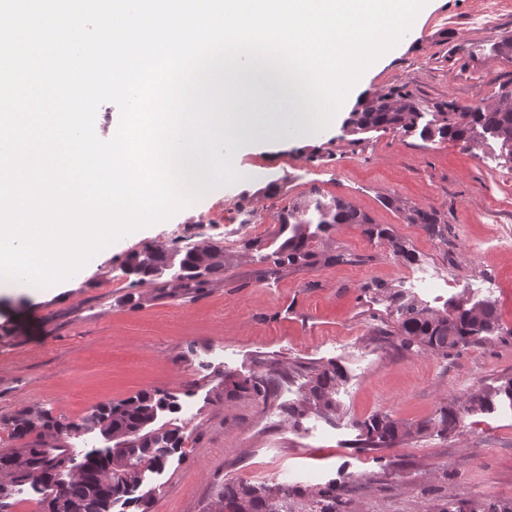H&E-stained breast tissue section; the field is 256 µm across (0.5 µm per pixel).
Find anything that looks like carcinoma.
Returning <instances> with one entry per match:
<instances>
[{"label": "carcinoma", "instance_id": "1", "mask_svg": "<svg viewBox=\"0 0 512 512\" xmlns=\"http://www.w3.org/2000/svg\"><path fill=\"white\" fill-rule=\"evenodd\" d=\"M345 127L351 133L380 127L406 133L417 130L423 139L437 135L475 145L493 140L508 150L512 158V88L500 87L497 102L493 105L468 109H461L452 101L430 109L409 93L389 89L359 104L350 112ZM405 213L407 223L417 224L437 237H443L444 231L448 230L434 210L413 208ZM277 221L279 234L284 239L276 249L265 254L276 267L318 263L319 252L310 245L314 236L310 232L312 224L323 233L338 224H358L368 237L388 241L397 256L406 261L413 258L409 250L394 240L388 228L373 223L368 215L341 198L325 197L316 192L282 209L277 213ZM220 253L221 250L215 247L199 249L191 246L176 251L179 273L171 276L174 287L185 294L204 287L224 270L225 261L219 259ZM170 254L171 251L166 249L147 247L129 257V263L144 281L162 274L169 266ZM390 298L398 313L393 335L399 337L400 346L408 350L415 347L446 354L471 344L477 336L501 333L498 312L491 303L470 305L459 301L441 313L412 299H401L395 294ZM339 378L336 366L330 365L311 378L307 392L298 403L281 406L293 427H299L310 411L332 409ZM232 387L264 403L275 395L272 379L263 375L234 382ZM502 394L512 400V379L492 391L474 394L460 405L442 407L437 425L442 431L451 432L466 414L477 408H490L494 398ZM174 407L175 402L164 394L143 393L115 405H104L81 423H64L51 417L33 419L26 414L16 417L11 423L12 434L24 438L34 432L36 440L27 448L0 453V471L10 474V479L0 485V512L16 487L28 482L51 485L63 473L68 475L64 487L73 512H112L116 502L141 486L142 471L162 467L178 449L181 437L177 431L150 428L158 412L171 411ZM91 421L118 439L115 447L104 454H87L78 461L63 448L47 446V440L68 436ZM361 429L367 444L378 448L418 434L423 426L401 424L386 415H377L364 422ZM348 492V485L334 482L307 491L286 483L255 485L239 482L225 485L218 494L217 503L224 504L229 512H235L241 502L245 503L248 512H350Z\"/></svg>", "mask_w": 512, "mask_h": 512}]
</instances>
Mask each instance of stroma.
<instances>
[{
    "label": "stroma",
    "instance_id": "35a3bbf8",
    "mask_svg": "<svg viewBox=\"0 0 512 512\" xmlns=\"http://www.w3.org/2000/svg\"><path fill=\"white\" fill-rule=\"evenodd\" d=\"M483 2L435 0L363 75L335 120L295 143L236 151L231 166L249 180L221 185L191 209L114 242L60 292L0 285V453L27 445L10 428L20 412L78 422L99 406L158 391L176 408L157 423L178 430L181 442L161 469L144 474L148 512H212L232 481L345 482L352 512H446L452 500H512L511 401L470 413L454 432L433 427L441 407L512 378V162L494 142L343 130L361 100L392 87L429 107L494 101L512 82V57L495 52L512 30V0L496 16ZM313 189L389 227L413 261L356 224L337 225L316 244L350 255L347 263L275 269L244 251L246 240L279 229L273 216L257 219L256 201L279 210ZM388 197L437 211L445 237L406 223L385 205ZM193 245L221 248L227 265L189 297L156 280L139 283L127 266L148 246ZM370 281L437 311L492 302L504 331L446 355L400 348L388 294L364 291ZM328 365L341 373L335 411L308 414L293 429L282 405L301 400L315 370ZM257 374L278 378L273 403L233 391V382ZM379 414L430 428L370 448L361 425Z\"/></svg>",
    "mask_w": 512,
    "mask_h": 512
}]
</instances>
